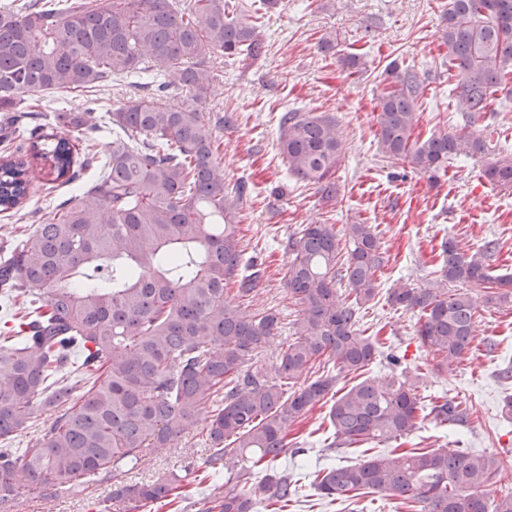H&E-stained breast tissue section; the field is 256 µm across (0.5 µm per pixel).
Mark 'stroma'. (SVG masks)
I'll use <instances>...</instances> for the list:
<instances>
[{"label":"stroma","mask_w":512,"mask_h":512,"mask_svg":"<svg viewBox=\"0 0 512 512\" xmlns=\"http://www.w3.org/2000/svg\"><path fill=\"white\" fill-rule=\"evenodd\" d=\"M448 2L282 0L259 20L267 53L258 63L246 69L237 60L213 57L214 81L203 110L218 139L217 155L227 181L242 179L250 187L238 214V234L245 255L261 263L263 281L244 307L250 312L275 309L283 324L279 336L259 354V362H274L297 313L284 278L289 236L306 224H330L340 235L350 224L371 225L387 265L380 278L382 294L361 308L362 330L404 355L421 394L459 395L470 404L468 420L461 426L441 427L429 416L420 419L406 446L493 451L512 475V417L502 413L505 397L512 395V381L497 376L512 362V306L483 307L482 286H469L480 305L472 348L457 371L445 373L435 368L416 338V314L393 309L384 295L400 280L421 285L436 278L441 245L448 239L468 253L485 240L497 239L499 251L490 269L496 276L512 275V188L484 177L487 156L449 160L447 171L433 185L380 151L377 104L387 86L382 72L394 61L429 75L426 94L417 105L419 139L452 134L465 126L477 134L488 129L492 146L512 153V95L497 92L489 111L471 122L456 109L444 39ZM342 55L358 56V67H342ZM291 109L336 118L344 150L333 201H322L314 186L292 175L277 149L279 118ZM74 192V187L62 186L51 199L41 188H33L23 210L12 219L0 218V242L49 222L56 199ZM490 340L497 343L492 353L486 349ZM328 413V408H318L295 422L288 430L290 447L303 449L302 460L309 466L363 459L359 448L331 450ZM208 455L197 429L173 447L157 449L136 469L77 487L51 504H44L38 491H25L10 512H105L115 483L153 480L189 462L196 475L191 498L173 507L152 506L151 512H200L202 497L224 481L208 465Z\"/></svg>","instance_id":"1"}]
</instances>
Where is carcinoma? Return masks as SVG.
I'll return each instance as SVG.
<instances>
[{"mask_svg": "<svg viewBox=\"0 0 512 512\" xmlns=\"http://www.w3.org/2000/svg\"><path fill=\"white\" fill-rule=\"evenodd\" d=\"M15 0L0 8V213L21 211L33 181L46 194L83 183L47 224L0 249V507L32 485L49 500L81 480L133 469L195 429L203 413L209 462L224 469V494L202 512H254L247 490L257 469L265 508L286 512L298 484L277 467L288 428L331 403L334 445L389 443L410 436L419 414L463 423L469 407L429 404L400 359L359 328V305L379 294L385 257L369 224H308L288 238V294L298 306L292 336L273 371L254 357L280 331L279 314L250 313L238 299L258 291L261 268L244 258L235 219L247 184H227L201 107L220 52L250 65L266 54L250 15L228 0ZM445 41L456 68L452 95L469 118L487 111L512 74V0H450ZM178 75L177 86L162 74ZM144 73V94L95 108L93 94ZM378 105L379 141L389 159L434 180L453 156L492 155L487 139L461 129L413 138L425 80L392 62ZM82 91L91 105L54 111L37 123L25 94ZM184 93L186 100H169ZM112 133V150L93 143ZM277 146L294 176L336 198L342 151L336 118L289 110ZM485 177L512 186V155L494 156ZM499 244L469 254L442 244L439 276L387 290L389 305L418 313L416 336L454 371L473 341L476 308L464 284L485 285L484 303L512 302V276H494ZM236 286L231 291L229 286ZM384 358L385 379L366 376ZM314 375L309 382L302 381ZM351 386L334 392L341 379ZM54 411L37 427V409ZM34 430L27 447L12 436ZM175 471L111 492L114 512H138L187 491ZM315 495L348 507L384 494L412 512H512V487L495 453L381 448L359 463L308 474Z\"/></svg>", "mask_w": 512, "mask_h": 512, "instance_id": "carcinoma-1", "label": "carcinoma"}]
</instances>
